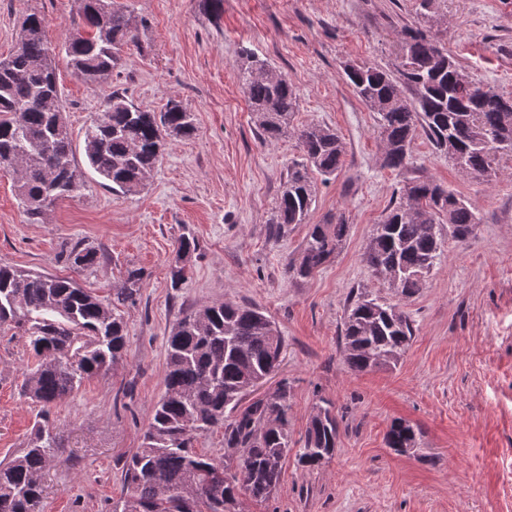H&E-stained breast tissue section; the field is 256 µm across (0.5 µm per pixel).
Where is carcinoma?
Listing matches in <instances>:
<instances>
[{
    "mask_svg": "<svg viewBox=\"0 0 512 512\" xmlns=\"http://www.w3.org/2000/svg\"><path fill=\"white\" fill-rule=\"evenodd\" d=\"M81 24L61 44L48 37V22L32 12L22 23L16 50L0 65V164L13 169L17 195L28 220L37 222L44 202L75 198L84 183L73 163L70 129L64 119L56 67L40 64L57 55L83 81L94 84L112 74L124 48L136 42L127 10L114 0H80ZM448 50L420 30L400 41V68L394 76L375 66L344 70L347 84L377 114L385 142L386 166L407 164L411 144L424 132L470 177L495 171L512 157V143L497 144L506 98L471 80ZM239 79L263 135L277 140L288 126L297 96L288 79L273 81L265 61L252 58ZM191 112L170 99L165 111L151 112L112 94L106 109L84 135L89 166L124 195L141 191L163 154L166 138L191 137ZM300 158L288 166L276 206L272 233L283 237L307 218L315 203L312 173L327 181L343 165L341 138L328 126L309 123L295 131ZM477 218L465 202L435 181L411 182L399 201L375 225L365 260L375 277L402 300L414 296L444 257V233L468 238ZM348 225L314 224L288 276L309 279L341 247ZM196 242L182 236L171 271V286L188 279ZM97 252L73 248L75 270L93 265ZM141 273L132 270L124 285L105 299L73 277H59L0 265V326L20 329L35 364L26 374L23 395L43 408L25 448L0 461V512H42L40 475L60 451L57 425L49 409L90 377L122 359L126 334L121 307L140 293ZM413 338L410 318L398 304L361 294L348 309L342 329L343 359L353 372L396 365ZM285 344L273 322L255 306L232 302L208 305L180 318L166 341L164 394L154 405L141 448L123 466L125 495L115 512H214L210 498L196 493L224 473L218 494L230 502L249 496L265 500L280 483L288 455L314 468L329 458L339 436L336 416L318 406L310 416L301 447L288 433V380L251 403L244 396L279 366ZM224 428V445L237 451L235 466L203 454L195 442ZM420 430L396 420L386 434L390 448L414 446Z\"/></svg>",
    "mask_w": 512,
    "mask_h": 512,
    "instance_id": "cac0c4a2",
    "label": "carcinoma"
}]
</instances>
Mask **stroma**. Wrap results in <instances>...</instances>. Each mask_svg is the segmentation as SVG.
Instances as JSON below:
<instances>
[{"label":"stroma","instance_id":"35a3bbf8","mask_svg":"<svg viewBox=\"0 0 512 512\" xmlns=\"http://www.w3.org/2000/svg\"><path fill=\"white\" fill-rule=\"evenodd\" d=\"M120 2L138 44L111 76L88 84L58 68L81 195L29 222L12 169L0 164V264L72 275L103 297L129 271L142 274L123 309V359L50 410L62 449L41 474L43 512H112L125 493L123 464L164 392L172 326L224 301L259 306L285 340L278 371L255 394L288 379L293 443L316 406H330L339 423L330 459L312 469L288 459L269 499L242 497L238 512H512V158L471 179L421 134L406 167L390 169L375 113L344 79L349 65L397 70L402 34L418 28L471 79L512 97V0H437L428 19L419 0ZM31 12L60 43L76 31L79 0H0V58ZM252 57L295 87L292 126H328L345 145L337 177L315 184L308 223L281 239L270 226L299 150L292 135L270 141L258 128L239 82ZM116 91L153 112L176 99L195 119V135L168 138L135 195L112 192L84 152L86 127ZM416 180L460 195L478 224L466 241L446 238L442 263L401 301L414 338L399 364L357 373L343 360L345 312L362 291L391 298L364 250L400 187ZM340 217L349 234L339 253L312 278H289L310 225ZM184 235L198 249L175 288L170 271ZM74 247L95 250L98 261L74 271ZM32 364L17 329L0 327V459L22 448L36 421L38 406L21 393ZM398 418L422 430L407 454L385 441Z\"/></svg>","mask_w":512,"mask_h":512}]
</instances>
